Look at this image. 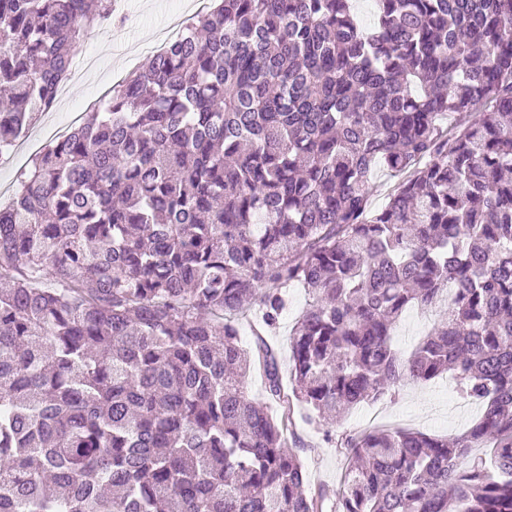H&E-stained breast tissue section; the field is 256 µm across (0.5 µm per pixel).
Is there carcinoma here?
<instances>
[{
  "label": "carcinoma",
  "instance_id": "1",
  "mask_svg": "<svg viewBox=\"0 0 512 512\" xmlns=\"http://www.w3.org/2000/svg\"><path fill=\"white\" fill-rule=\"evenodd\" d=\"M216 2L0 208V512H512V0H374L368 28ZM111 15L0 0V154ZM378 169L405 178L374 210ZM412 306L439 314L404 360ZM445 373L483 408L464 434L345 435L342 489L308 490L297 420ZM288 294V307L280 316L276 332L269 336L271 344L277 348L281 360L283 380L286 383L288 382V356L290 355L289 337H291V330L297 318L305 310L308 304V295L304 288L300 286L288 288Z\"/></svg>",
  "mask_w": 512,
  "mask_h": 512
}]
</instances>
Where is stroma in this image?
<instances>
[{
    "instance_id": "obj_1",
    "label": "stroma",
    "mask_w": 512,
    "mask_h": 512,
    "mask_svg": "<svg viewBox=\"0 0 512 512\" xmlns=\"http://www.w3.org/2000/svg\"><path fill=\"white\" fill-rule=\"evenodd\" d=\"M199 0H125V24L97 26L89 31L75 50L79 71L61 102L42 113L16 144L11 165L0 168V204L15 191L19 172L31 157L58 137L67 134L88 107L109 93L112 86L140 69L149 47L161 44L156 31L172 13L197 11ZM437 315L432 311L408 309L394 329V341L402 354H409L431 330ZM478 404L464 398L452 379L443 377L427 383H409L398 392L364 403L324 432L297 423L296 453L303 460L311 487L338 488L347 465L335 440L348 431L375 428H404L455 438L480 417Z\"/></svg>"
}]
</instances>
